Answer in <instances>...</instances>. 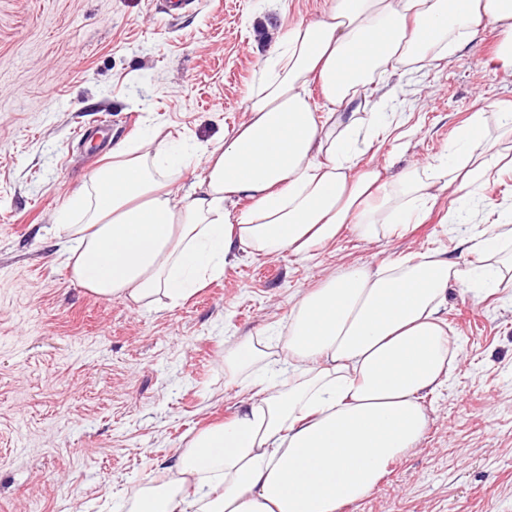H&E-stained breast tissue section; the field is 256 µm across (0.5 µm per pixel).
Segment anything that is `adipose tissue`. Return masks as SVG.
<instances>
[{
    "label": "adipose tissue",
    "instance_id": "ef3b65f1",
    "mask_svg": "<svg viewBox=\"0 0 512 512\" xmlns=\"http://www.w3.org/2000/svg\"><path fill=\"white\" fill-rule=\"evenodd\" d=\"M488 24L500 30L492 64L512 70V0H328L319 17L289 23L247 120L202 151L198 190L177 194L185 158L150 139L113 151L59 214L73 278L101 298L175 306L236 251L306 254L349 225L366 241L398 235L448 186L466 209L505 158L483 113L459 127L450 157L394 183L357 160L387 128L391 76L452 56ZM511 243L512 225L497 224L469 240L481 267L424 251L302 291L280 333V367L188 443L168 483L138 490L129 512H341L370 496L421 441V399L456 357L449 287L512 288Z\"/></svg>",
    "mask_w": 512,
    "mask_h": 512
}]
</instances>
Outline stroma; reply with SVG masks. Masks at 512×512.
<instances>
[{"mask_svg": "<svg viewBox=\"0 0 512 512\" xmlns=\"http://www.w3.org/2000/svg\"><path fill=\"white\" fill-rule=\"evenodd\" d=\"M325 0H0V512H123L140 487L171 478L200 430L248 398L224 357L271 340L300 291L350 266L376 269L425 250L475 262L461 238L512 214V164L494 167L466 219L453 191L420 224L368 243L353 229L306 257L239 252L223 276L175 307L105 299L72 280L57 215L98 170L83 130L112 122V145L157 134L223 144L283 23ZM498 32L479 29L452 59L394 76L390 133L359 158L395 180L454 147L483 112H512V75L484 62ZM458 357L427 394L419 446L343 512H512V291L448 293Z\"/></svg>", "mask_w": 512, "mask_h": 512, "instance_id": "1", "label": "stroma"}]
</instances>
